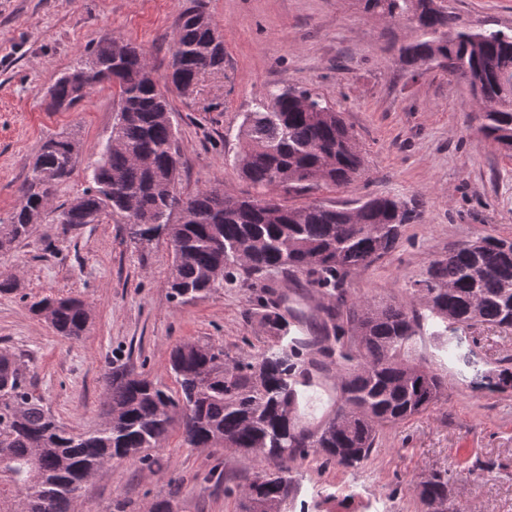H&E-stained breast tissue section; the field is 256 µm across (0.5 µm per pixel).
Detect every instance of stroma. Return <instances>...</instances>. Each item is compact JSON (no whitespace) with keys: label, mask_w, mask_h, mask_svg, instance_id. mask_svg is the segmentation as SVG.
Here are the masks:
<instances>
[{"label":"stroma","mask_w":512,"mask_h":512,"mask_svg":"<svg viewBox=\"0 0 512 512\" xmlns=\"http://www.w3.org/2000/svg\"><path fill=\"white\" fill-rule=\"evenodd\" d=\"M195 4L224 38V70L205 78L197 96L168 92L180 194L218 186L230 198L254 195L234 162L243 115L267 90L292 86L340 112L365 169L350 185L286 196L283 204L353 208L384 195L422 204L420 219L404 226L392 252L349 279L350 299L409 301L436 257L483 236L512 238V157L480 135L466 84L439 68L406 67L400 49L417 38L415 26L366 13L360 0H0V220L19 206L46 138L80 142L55 204H69L89 185L116 118L117 90L106 86L70 108H52L47 91L75 57L114 38L143 48L156 76L165 77L176 23ZM448 9L462 22L512 29V0H448ZM171 262L166 242L135 244L118 215L77 230L44 220L25 243L0 254V273L16 276L13 293L0 294V348L23 354L38 391L68 428L102 423L112 366L171 387L167 357L180 342L223 345L230 365L264 349L262 288L287 293L294 309L322 297L303 276L273 273L181 304L166 288ZM46 295L85 303L83 336H58L30 312V301ZM412 355L445 375L440 400L383 428L357 467L298 460L289 512H425L415 486L435 473L449 478L448 512L466 505L512 512V389L472 387L476 372L512 359V330L478 325L446 345L424 335ZM151 455L148 464L113 460L82 487L79 512H153L164 499L176 512H240V488L257 465L256 456L230 448L189 447L176 431ZM466 457L485 466L468 483L455 479Z\"/></svg>","instance_id":"1"}]
</instances>
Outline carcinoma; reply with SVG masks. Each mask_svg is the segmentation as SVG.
Masks as SVG:
<instances>
[{"label": "carcinoma", "instance_id": "cac0c4a2", "mask_svg": "<svg viewBox=\"0 0 512 512\" xmlns=\"http://www.w3.org/2000/svg\"><path fill=\"white\" fill-rule=\"evenodd\" d=\"M382 17H409L423 0H364ZM420 39L403 49L406 65L439 67L472 79L482 136L512 156V30L457 24L447 0L420 14ZM224 70V40L199 5L187 8L172 38L177 91L190 97L208 74ZM119 87L118 118L89 174L90 186L68 206L53 207L58 185L72 174L79 142L45 141L23 182L20 205L0 224V252L29 238L47 216L79 229L121 215L141 245L173 239L170 297L188 303L224 287L226 278L300 274L330 303L320 309L323 335L291 342L281 312L286 298L263 289L257 301L272 343L245 362H224V347L183 341L169 352L177 387L171 389L122 366L112 368L104 406L111 417L93 430L63 426L30 383L21 356L0 350V512H77V492L115 458L162 446L174 424L192 448H236L260 464L242 489L243 512H285L298 484L293 464L309 455L353 468L377 447L380 428L423 413L444 390V376L409 359L425 326L446 337L477 325L512 329V239L486 236L431 261L413 293L427 298L365 306L348 302L349 278L387 256L406 224L421 217L416 198L379 196L348 210L308 204L261 205L322 185L350 184L364 168L355 134L321 96L275 88L244 115L236 158L256 190L233 199L213 188L185 198L175 192L179 166L168 98L144 49L108 40L79 58L49 88L51 105L70 108L104 85ZM179 220L172 223L174 212ZM31 310L67 338L83 335L88 312L74 298L45 296ZM336 366V407L320 431L294 428L292 384L310 376L303 352ZM420 501L447 512L448 478L437 473L416 484Z\"/></svg>", "mask_w": 512, "mask_h": 512}]
</instances>
